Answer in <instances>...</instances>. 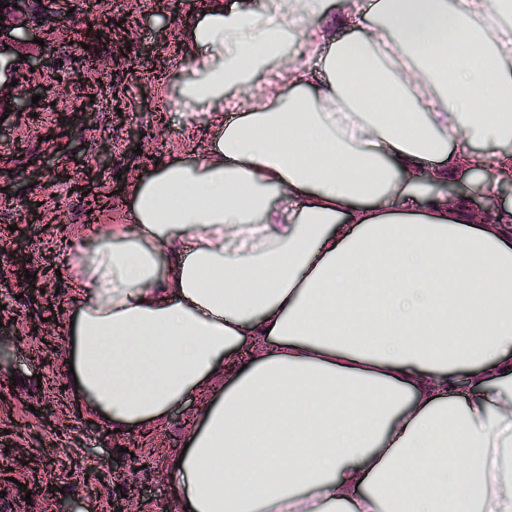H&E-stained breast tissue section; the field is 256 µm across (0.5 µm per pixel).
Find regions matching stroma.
<instances>
[{"label": "stroma", "instance_id": "35a3bbf8", "mask_svg": "<svg viewBox=\"0 0 512 512\" xmlns=\"http://www.w3.org/2000/svg\"><path fill=\"white\" fill-rule=\"evenodd\" d=\"M210 0H100L103 20L127 12L138 25L126 60L111 71L91 75L97 106L85 110L67 83L74 59L85 56L77 22L83 0H42L44 23L53 33L45 43L22 45L20 54L41 57L34 77L42 97L55 107L34 122L0 105V433L26 460L0 450V512H112L125 497L130 512H178L180 489L169 467L173 449L183 447L196 418L212 397L206 389L175 409L152 432L140 454L145 467L124 476L100 477L95 461L118 458L136 432L108 433L106 427L75 411L66 369L41 358V337L31 326L54 319V334L66 342L68 305L73 294L71 266L76 243L93 241L109 225L125 223L131 181L148 177L152 158H197L209 145L201 128L208 116L182 124L177 108L181 84L190 78V55L183 28L195 25ZM121 120H113V109ZM140 133L133 152L131 133ZM109 145L106 165L97 153ZM95 170L96 194L106 204L89 212L75 193L87 170ZM68 174L67 181L56 178ZM38 202L37 220L21 219L23 207ZM23 245L30 257V279L15 273L12 252ZM45 291L29 297L30 284ZM42 469L54 478L55 492L43 495L33 476Z\"/></svg>", "mask_w": 512, "mask_h": 512}]
</instances>
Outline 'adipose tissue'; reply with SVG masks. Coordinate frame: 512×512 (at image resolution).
<instances>
[{
    "mask_svg": "<svg viewBox=\"0 0 512 512\" xmlns=\"http://www.w3.org/2000/svg\"><path fill=\"white\" fill-rule=\"evenodd\" d=\"M506 11L212 0L186 30L209 150L79 247L69 336L112 429L229 373L169 458L186 512H512V214L431 192L512 167Z\"/></svg>",
    "mask_w": 512,
    "mask_h": 512,
    "instance_id": "obj_1",
    "label": "adipose tissue"
}]
</instances>
